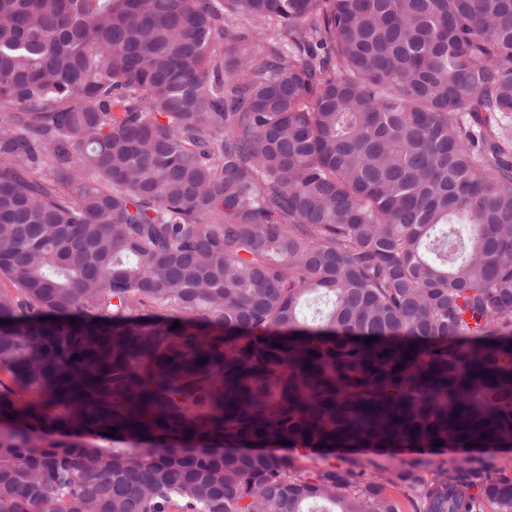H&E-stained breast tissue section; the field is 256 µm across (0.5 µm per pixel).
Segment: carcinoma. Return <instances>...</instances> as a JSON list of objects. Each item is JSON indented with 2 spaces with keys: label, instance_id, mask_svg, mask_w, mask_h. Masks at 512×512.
<instances>
[{
  "label": "carcinoma",
  "instance_id": "cac0c4a2",
  "mask_svg": "<svg viewBox=\"0 0 512 512\" xmlns=\"http://www.w3.org/2000/svg\"><path fill=\"white\" fill-rule=\"evenodd\" d=\"M0 278V512H512V0H0ZM476 464L496 472L512 475V448L478 453ZM413 457H420L422 460V475L426 479H430L442 468H449L455 461L456 454L452 451H447L441 454L426 453L423 455H390V454H373L370 453L363 457V466L368 473H375L376 466L385 467L388 469H397L403 466L405 461ZM376 461V465L371 463V460Z\"/></svg>",
  "mask_w": 512,
  "mask_h": 512
}]
</instances>
